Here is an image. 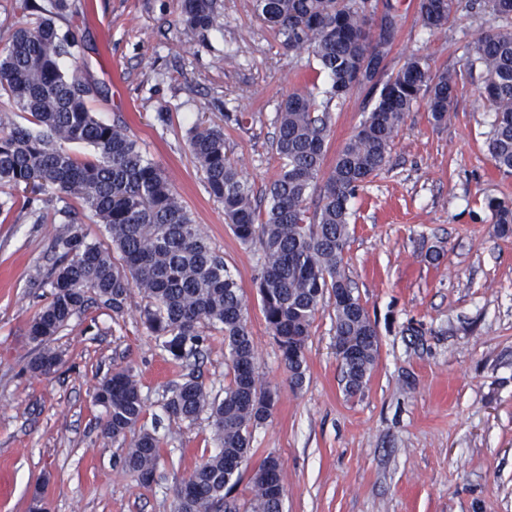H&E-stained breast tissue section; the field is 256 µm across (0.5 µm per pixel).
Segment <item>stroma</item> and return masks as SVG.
Listing matches in <instances>:
<instances>
[{
  "label": "stroma",
  "instance_id": "stroma-1",
  "mask_svg": "<svg viewBox=\"0 0 512 512\" xmlns=\"http://www.w3.org/2000/svg\"><path fill=\"white\" fill-rule=\"evenodd\" d=\"M417 3L372 0L373 21L389 4L399 17L379 81L418 55L462 84L446 126L435 127L418 100L385 167L351 203L345 270L379 333L377 362L353 399L342 389L329 304L311 327L305 382L291 386L261 311V245L233 235L185 138L200 119L223 126L227 154L263 195L281 167L272 146L281 101L326 84L313 57L287 51L255 0H217L215 25L191 37L176 0H75L76 12L56 21L80 46L82 78L100 90L90 100L98 119L125 124L242 289L260 380L276 395L252 432L248 466L279 457L283 512H512V235L496 234L486 207L491 197L512 202V173L487 154L495 114L470 74L476 33H512V19L462 11L433 33ZM376 100L362 87L332 107L324 170ZM228 112L242 123L225 122ZM66 202L46 192L41 224L20 207L0 210V464L13 482L0 512H29L37 495L47 512H173L176 488L216 447L207 417L169 418L166 391L193 372L223 394L224 337L209 330L199 360L172 361L143 326L147 301L136 292L119 317L89 303L54 340L56 372H32L28 328L51 294L33 274L54 261L53 218ZM120 367L134 369L143 422L162 444L147 486L121 468L126 445L103 435L105 410L94 400L98 381Z\"/></svg>",
  "mask_w": 512,
  "mask_h": 512
}]
</instances>
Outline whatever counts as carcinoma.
Wrapping results in <instances>:
<instances>
[{
  "label": "carcinoma",
  "instance_id": "carcinoma-1",
  "mask_svg": "<svg viewBox=\"0 0 512 512\" xmlns=\"http://www.w3.org/2000/svg\"><path fill=\"white\" fill-rule=\"evenodd\" d=\"M365 0H256L259 18L292 52L307 53L329 79L316 93H292L277 112L273 139L282 161L266 188L260 209L251 184L224 151V128L199 123L187 132L191 159L203 174L207 193L224 205V218L242 244L259 239L263 263L258 275L262 312L282 352L294 387L305 378V347L315 315L334 298L335 335L354 344L356 355L341 364L344 394L363 392L378 357L376 323L354 294L344 271L350 203L358 190L386 165L395 138L419 96H427L433 124L448 125L458 93V75L431 73L419 56L405 58L383 84L375 106L337 152L320 189L319 205L307 200L317 186L331 133L329 104H341L358 87L376 85L397 22L391 15L372 39ZM487 7L512 16V0H418L421 21L433 32L447 30L460 11ZM71 0L50 7L21 0L22 19L0 51V96L29 115L38 128L18 124L0 112V193L25 209L37 196L56 190L77 201L104 224L112 247L87 240L76 211H58L63 229L53 239L55 254L34 280L50 286L51 299L32 319L28 335L38 336L31 370L50 375L58 359L51 343L70 320L96 297L112 314L125 312L132 290L148 305L142 323L177 362L198 354L206 341L202 326L224 334L232 379L224 397L213 396L192 376L170 389L169 417L194 423L204 413L212 421L218 451L204 459L176 489V512H240L233 492L250 454L252 430L272 414L274 396L263 387L254 361L241 287L224 257L207 242L162 169L148 159L121 124L99 121L89 106L92 89L79 77L78 44L59 31L55 18L71 11ZM217 0H179V23L187 36L214 26ZM485 99L495 112L486 149L498 170L512 172V35L481 31L475 40ZM72 61L65 71L60 61ZM85 144L95 155L79 157L65 148ZM495 231L512 233V203L487 202ZM118 255H112V251ZM104 407L102 432L131 437L122 467L148 485L161 457V441L140 425L145 402L137 375L118 368L96 388ZM282 469L267 456L251 477L246 512H282Z\"/></svg>",
  "mask_w": 512,
  "mask_h": 512
}]
</instances>
